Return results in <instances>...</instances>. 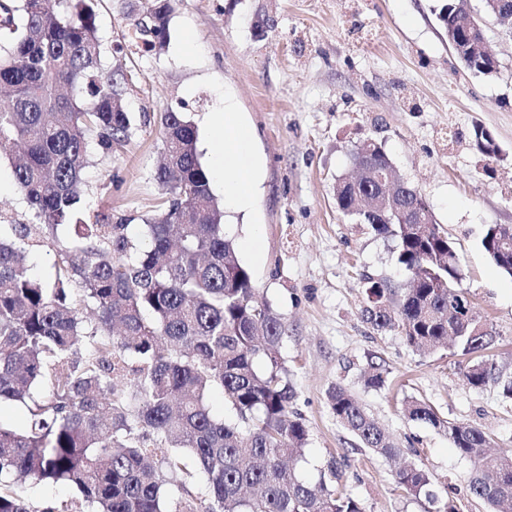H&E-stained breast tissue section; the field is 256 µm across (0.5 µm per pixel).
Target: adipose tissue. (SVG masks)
Returning a JSON list of instances; mask_svg holds the SVG:
<instances>
[{
	"label": "adipose tissue",
	"mask_w": 512,
	"mask_h": 512,
	"mask_svg": "<svg viewBox=\"0 0 512 512\" xmlns=\"http://www.w3.org/2000/svg\"><path fill=\"white\" fill-rule=\"evenodd\" d=\"M211 132L215 179L231 207L247 210L260 186V161L251 152L250 129L228 103L212 120Z\"/></svg>",
	"instance_id": "obj_1"
}]
</instances>
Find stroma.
<instances>
[{"mask_svg":"<svg viewBox=\"0 0 512 512\" xmlns=\"http://www.w3.org/2000/svg\"><path fill=\"white\" fill-rule=\"evenodd\" d=\"M437 0H177L166 44L150 55L137 47L134 24L146 0H85L108 68L126 77L123 103L135 134L112 153L93 152L84 172L85 220L111 214L134 239L161 202L159 116L182 113L196 128L205 167H212L208 125L232 100L251 127L262 165L250 210L225 213L239 260L280 318L283 355L293 375L295 411L310 441L298 469L318 481L330 467L363 512H489L468 490L472 469L445 432L409 420L417 399L451 422L481 428L490 451L512 448V401L499 387L476 389L466 360L448 346L429 354L395 331L365 321L364 280L403 285L395 241L355 223L336 205L350 155L381 143L396 180L426 200L460 257V287L493 331L485 351L512 377V277L488 258V225L512 224V38L494 20L486 39L499 60L492 76L468 70L448 46ZM495 138L500 155L476 150L474 126ZM0 221L27 224L31 211L0 158ZM381 364L383 387L364 383ZM352 392L386 428L401 459L429 471L430 493L399 489L392 461L356 447L333 416L327 393Z\"/></svg>","mask_w":512,"mask_h":512,"instance_id":"1","label":"stroma"}]
</instances>
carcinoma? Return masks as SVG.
Masks as SVG:
<instances>
[{
  "label": "carcinoma",
  "instance_id": "carcinoma-1",
  "mask_svg": "<svg viewBox=\"0 0 512 512\" xmlns=\"http://www.w3.org/2000/svg\"><path fill=\"white\" fill-rule=\"evenodd\" d=\"M82 0H0V157L13 163L16 187L34 210L32 224H0V404L26 407L22 429L0 425V512H69L31 507L15 488L28 477L74 489L83 512H171L167 479L205 474L209 493L187 498L181 512H363L325 477L315 483L295 470L309 429L293 410L295 388L282 356L283 327L224 234V212L200 161L194 126L180 112L160 117L163 162L155 174L163 200L148 220L139 249L128 225L108 214L76 217L84 193L89 143L110 154L132 137L123 78L102 67L101 44ZM174 0H152L136 23L163 47ZM468 0H439L435 12L451 29ZM493 18L512 29V12L487 3L476 24ZM468 68L492 75L496 58L460 55ZM346 216L358 193L336 187ZM359 223L397 241L410 286L366 278V320L396 330L416 350L453 337L469 358L463 372L477 389L498 385L485 358L491 333H476L466 314L460 259L438 224H401L393 208L359 213ZM488 257L512 276V225L487 227ZM55 248L52 271L30 273L34 246ZM218 389L233 420L215 417L208 393ZM333 415L361 448L388 459L400 449L340 386L328 392ZM409 419L448 434L472 461V496L492 512L512 505V452L480 454L483 430L450 422L432 406L406 401ZM408 494L428 491L417 466L393 472Z\"/></svg>",
  "mask_w": 512,
  "mask_h": 512
}]
</instances>
